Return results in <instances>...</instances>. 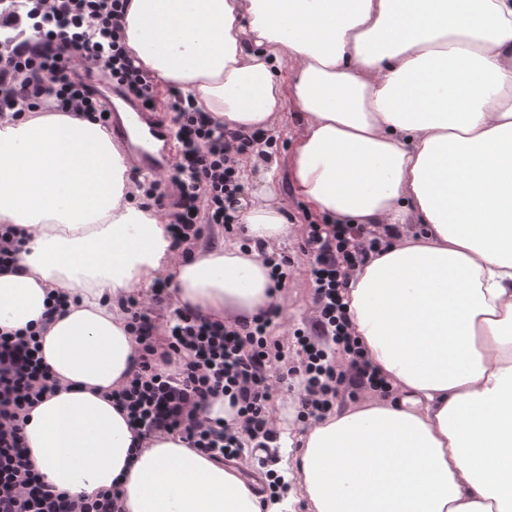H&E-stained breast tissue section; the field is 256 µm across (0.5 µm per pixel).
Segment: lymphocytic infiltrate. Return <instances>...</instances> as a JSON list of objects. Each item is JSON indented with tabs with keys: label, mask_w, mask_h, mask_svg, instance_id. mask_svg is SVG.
Returning <instances> with one entry per match:
<instances>
[{
	"label": "lymphocytic infiltrate",
	"mask_w": 512,
	"mask_h": 512,
	"mask_svg": "<svg viewBox=\"0 0 512 512\" xmlns=\"http://www.w3.org/2000/svg\"><path fill=\"white\" fill-rule=\"evenodd\" d=\"M127 9L128 0H0V117L45 106L107 123L108 114L88 83L96 72L117 82L129 98L152 103L154 78L125 45ZM167 109L179 146L169 170L177 193L162 192L154 179L144 196L148 206L170 209L168 230L178 249L199 238V213H206L211 224H237L244 187L236 159L248 152L254 137L227 128L176 89ZM365 236L361 226L351 224H313L307 232L305 246L314 255L309 273L318 305L316 325L345 354L347 366L338 369L309 337H299L304 354L299 419L324 417L341 390L385 389L351 334L343 302L348 269L380 246L374 238L360 247L358 240ZM166 291L157 286L151 304L132 298L124 307L140 352L127 384L112 393L115 405L127 411L143 435L178 433L195 451L230 461L241 446L239 436L223 421L202 418L211 398L222 394L236 407L250 437L276 441L267 415L280 381L272 369L268 336L276 309L232 326L181 308L162 319L156 308ZM37 336L29 328L0 331V512H115L116 491L70 496L45 481L26 458L21 416L57 389Z\"/></svg>",
	"instance_id": "1"
}]
</instances>
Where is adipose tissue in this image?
<instances>
[{
    "label": "adipose tissue",
    "instance_id": "1",
    "mask_svg": "<svg viewBox=\"0 0 512 512\" xmlns=\"http://www.w3.org/2000/svg\"><path fill=\"white\" fill-rule=\"evenodd\" d=\"M125 35L229 128L270 131L291 97L294 148L265 178L287 167L327 223L398 235L345 293L389 394L282 433L299 446L274 467L296 481L289 504L512 512V0H131ZM130 169L75 113L0 119V225L26 235L21 271L0 273V330L41 328L60 384L23 425L26 456L73 496L120 487L118 512H280L179 436L134 449L111 393L137 352L119 303L143 287L229 325L283 305L261 250L287 205L241 210L255 247L182 257L164 215L129 202Z\"/></svg>",
    "mask_w": 512,
    "mask_h": 512
}]
</instances>
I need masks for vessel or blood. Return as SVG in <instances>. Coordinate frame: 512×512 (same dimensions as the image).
Returning a JSON list of instances; mask_svg holds the SVG:
<instances>
[{
    "label": "vessel or blood",
    "instance_id": "1",
    "mask_svg": "<svg viewBox=\"0 0 512 512\" xmlns=\"http://www.w3.org/2000/svg\"><path fill=\"white\" fill-rule=\"evenodd\" d=\"M96 85L108 87L111 93L105 104L111 110L109 124L113 142L129 144L132 133L137 131L159 144L155 150H135L131 156L134 167L149 176H157L170 169L177 157L171 122L126 98L120 87L108 84L106 79H98Z\"/></svg>",
    "mask_w": 512,
    "mask_h": 512
}]
</instances>
